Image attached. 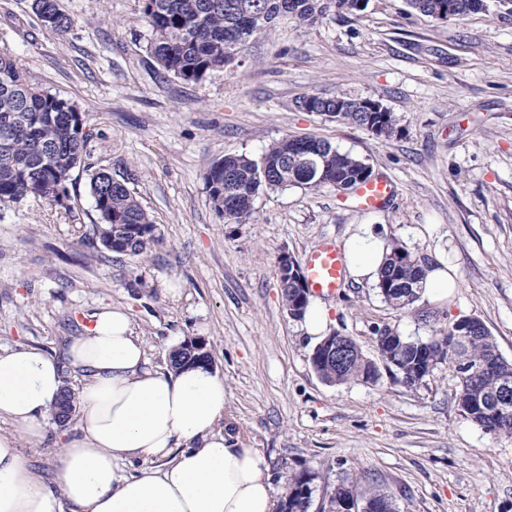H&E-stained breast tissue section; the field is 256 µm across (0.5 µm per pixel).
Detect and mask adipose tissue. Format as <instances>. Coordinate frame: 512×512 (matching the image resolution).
<instances>
[{"instance_id": "ef3b65f1", "label": "adipose tissue", "mask_w": 512, "mask_h": 512, "mask_svg": "<svg viewBox=\"0 0 512 512\" xmlns=\"http://www.w3.org/2000/svg\"><path fill=\"white\" fill-rule=\"evenodd\" d=\"M388 242L356 225L345 265L357 282L377 280ZM81 376L78 434L62 449L53 481L25 464L20 438H39L64 385ZM224 380L210 366L159 370L129 315L104 309L75 337L66 363L34 346L0 351V512H273L264 455L217 431ZM144 459L148 468L125 467Z\"/></svg>"}]
</instances>
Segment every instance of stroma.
Listing matches in <instances>:
<instances>
[{
    "mask_svg": "<svg viewBox=\"0 0 512 512\" xmlns=\"http://www.w3.org/2000/svg\"><path fill=\"white\" fill-rule=\"evenodd\" d=\"M66 36L30 0H0V50L33 82L71 100L93 131L92 162L127 178L157 225L133 257L103 249L89 173L74 169L65 206L30 197L0 204V350L35 346L65 361L92 316L125 310L152 366L182 341L207 343L224 379L218 427L268 459L275 494L315 473L309 512H326L346 473L380 486L398 512H512V440L459 410L451 366L408 389L389 372L373 384L332 385L313 370L316 345L285 310L279 261L322 241L344 247L354 225L434 262L448 255V302L385 303L375 283L345 279L327 298L329 332L377 359L374 327L427 337L430 324L479 318L512 361V13L436 21L405 0H369L359 15L312 27L279 19L239 63L196 82L158 71L139 0H60ZM379 101L397 118L382 140L297 108L311 94ZM316 136L391 179L395 195L361 212L332 187L260 192L258 220L227 224L204 172L227 155L260 158L284 137ZM178 296H171V289ZM75 423L21 439L23 460L52 477Z\"/></svg>",
    "mask_w": 512,
    "mask_h": 512,
    "instance_id": "35a3bbf8",
    "label": "stroma"
}]
</instances>
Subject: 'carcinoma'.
Segmentation results:
<instances>
[{"instance_id": "obj_1", "label": "carcinoma", "mask_w": 512, "mask_h": 512, "mask_svg": "<svg viewBox=\"0 0 512 512\" xmlns=\"http://www.w3.org/2000/svg\"><path fill=\"white\" fill-rule=\"evenodd\" d=\"M453 2L455 18L482 11L481 0H407L414 11L434 20L440 9ZM142 14L150 29L147 51L158 69L185 81H199L234 63L231 45L242 49L255 35L279 17L298 25L314 26L330 15H356L354 0H141ZM32 11L59 36L73 27L74 18L60 8L59 0H32ZM321 103L320 114L361 127L377 138L390 139L397 119L390 112H369L357 98L345 94L314 95ZM71 102L32 83L12 56L0 51V203H19L29 196L63 205L68 198L72 172L79 166L91 170L89 188L100 224L96 235L107 251L139 256L157 240V225L143 208L125 178L116 179L108 166L88 162L87 147L92 131L79 133L71 125ZM372 177L371 167L349 152H342L325 139L284 138L274 143L258 160L246 155L212 162L205 172V185L216 213L226 223L255 221L254 201L265 189L289 186L318 190L331 186L348 192ZM424 266L407 248L395 242L381 268L377 288L390 305L402 309L419 298ZM283 306L295 319L303 318L311 293L292 277L279 275ZM470 325L460 349L448 350V338ZM396 349L376 343L388 355L386 369L408 388L422 384L418 372L426 369L431 343L445 346L440 363L451 365L457 374L456 396L461 412L475 425L512 439V399L498 406L503 391L512 396V361L505 359L485 324L464 316L432 329L427 339L401 338ZM314 371L329 384L377 382L380 369L362 350L355 351L343 369L322 358L321 346L313 350ZM170 369L210 364L211 355L191 340L168 354ZM315 474L295 472L281 497L282 512H309ZM357 493L372 504L396 512L393 498L372 487L360 490L357 479L348 475L336 486L330 503L338 504Z\"/></svg>"}]
</instances>
